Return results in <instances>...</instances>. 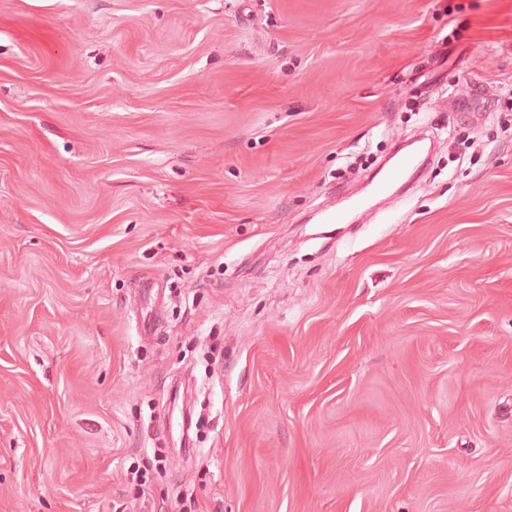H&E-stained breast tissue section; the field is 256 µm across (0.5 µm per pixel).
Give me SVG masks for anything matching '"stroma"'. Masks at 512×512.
<instances>
[{"label": "stroma", "instance_id": "obj_1", "mask_svg": "<svg viewBox=\"0 0 512 512\" xmlns=\"http://www.w3.org/2000/svg\"><path fill=\"white\" fill-rule=\"evenodd\" d=\"M511 102L512 0H0V512H512ZM416 153L403 156L396 164L386 171L375 187V193L383 197V200L393 202L392 188L401 180L404 173L415 166ZM163 461H165L164 457L155 450L153 458L148 456V454L145 455V457L143 455L141 460L138 461L137 465H134L133 467L132 465L130 466L128 472L130 470V474L132 475L131 480L135 487H137L135 488L137 491L140 492L142 490V487L147 483L150 472L152 470H158V467H160L158 464Z\"/></svg>", "mask_w": 512, "mask_h": 512}]
</instances>
